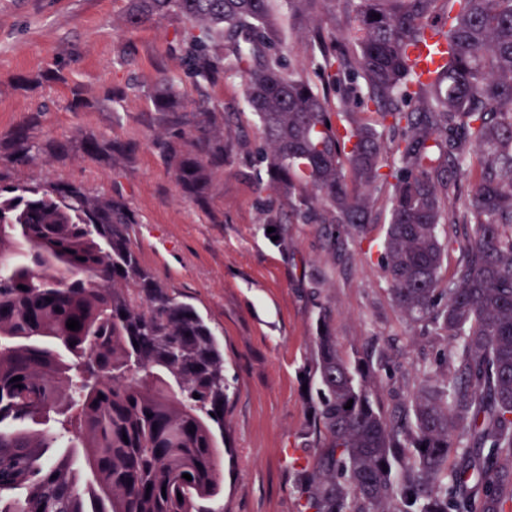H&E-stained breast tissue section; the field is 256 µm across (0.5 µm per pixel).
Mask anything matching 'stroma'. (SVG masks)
<instances>
[{"label":"stroma","mask_w":512,"mask_h":512,"mask_svg":"<svg viewBox=\"0 0 512 512\" xmlns=\"http://www.w3.org/2000/svg\"><path fill=\"white\" fill-rule=\"evenodd\" d=\"M272 5L280 19L279 51L318 83L310 65L317 49L307 37L314 19L292 16L285 0ZM128 9L129 0H0V133L37 110L40 138L92 131L133 147L112 168L73 155L13 171L10 180L75 181L95 192L124 194L137 217L131 242L141 263L196 308L224 350L229 408L219 455L222 482L212 508L303 512L289 455L313 454L304 436L309 411L302 375L315 355L319 305L329 306L346 357H362L374 338L388 346L378 393L386 409L456 345L409 325L390 298L377 247L369 241L348 242L336 256L320 225L289 224L284 244L269 243L268 216L288 209L257 184L255 153L262 141L257 118L246 111L241 78L230 71L216 85L197 86L170 50L182 22L160 17L134 29ZM49 68L61 69L64 81L29 89L13 82L15 74L35 76ZM161 69L176 80L187 106L207 97L230 115L224 169L200 202L183 194L151 144L161 125L144 87ZM75 84L91 108L68 109ZM108 88L117 93L112 106L95 107ZM312 271L326 276L318 298L305 279Z\"/></svg>","instance_id":"1"}]
</instances>
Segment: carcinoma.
I'll return each instance as SVG.
<instances>
[{
    "label": "carcinoma",
    "instance_id": "obj_1",
    "mask_svg": "<svg viewBox=\"0 0 512 512\" xmlns=\"http://www.w3.org/2000/svg\"><path fill=\"white\" fill-rule=\"evenodd\" d=\"M129 2L134 28L183 22L177 44L196 84L241 75L269 188L289 219L322 225L331 250L371 239L389 193L377 265L392 300L457 343L448 372L424 373L388 413L372 363L345 358L319 306L307 378L319 441L292 461L306 512H512V0H288L333 24L347 16L341 41L314 34L322 92L276 50L271 0ZM431 32L444 64L425 79L412 50ZM149 88L164 128L154 145L200 200L224 168V106L188 109L166 75ZM70 94L74 112L114 100ZM39 125L36 112L0 134V260H13L0 272V512H213L201 503L220 484L219 340L142 265L123 195L9 181L40 158L110 167L130 154L95 133L43 141ZM441 224L469 226L446 279Z\"/></svg>",
    "mask_w": 512,
    "mask_h": 512
}]
</instances>
